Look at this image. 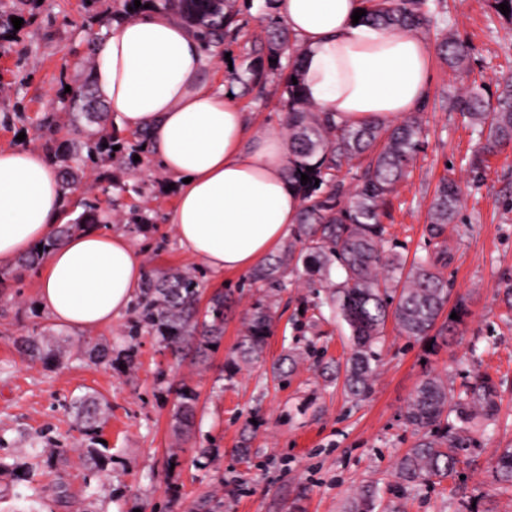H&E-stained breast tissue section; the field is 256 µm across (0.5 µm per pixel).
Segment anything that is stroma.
<instances>
[{
	"mask_svg": "<svg viewBox=\"0 0 512 512\" xmlns=\"http://www.w3.org/2000/svg\"><path fill=\"white\" fill-rule=\"evenodd\" d=\"M443 3L445 27L469 45L470 59L464 70L451 71L435 32L421 30L431 55L421 108L424 149L383 222L404 261L446 250L449 298L466 297L469 315L456 336L440 343L399 335L387 322L372 392L355 401L308 359L288 380L272 376L299 333L328 359L344 361L351 350L340 319L296 331L293 317L309 295L304 282L282 294L260 358L236 363L242 321L257 297L249 275L215 274L181 250L166 221L176 193L150 159L132 163L117 154L101 169L80 163V135L93 125L72 112L65 89L89 79L93 48L125 14L124 0H98L91 9L83 0H0V149H44L37 122L56 117L60 151L46 158L56 169L70 165L80 178L63 200L64 223L81 222L86 201L102 198L96 177L106 172L112 201L101 204L100 225L124 231L147 269L192 270L205 293L221 290L232 298L220 345L193 362L170 356L151 333L127 338L128 311L102 328L57 325L37 308V268L1 271L8 291L0 293V512H74L80 504L89 512H189L210 495L223 499L224 512H342L365 482L393 483L397 459L416 439L404 412L426 374L458 389L485 371L504 380L497 427L481 436L459 478L408 490L402 502L405 512H461L465 503L479 512H512V492H503L494 476L497 449L512 445V323L498 294L512 281V144L490 156L482 177L473 179L468 159L477 137L468 118L441 103L443 91L474 85L496 98L502 77L512 74V22L488 0ZM234 8L238 29L225 35L221 52L207 55L206 75L215 86L235 88L247 79L254 43L276 22L268 0H234ZM16 17L23 21L18 29ZM282 91L272 74L263 93L238 95L253 131L282 130ZM448 176L463 195L438 246L427 231L430 205ZM47 333L71 345L59 362L29 360L15 346ZM88 342L109 344L111 362H92ZM184 384L198 395L196 423L190 436L179 438L173 415ZM87 394L108 406L93 459L73 408Z\"/></svg>",
	"mask_w": 512,
	"mask_h": 512,
	"instance_id": "35a3bbf8",
	"label": "stroma"
}]
</instances>
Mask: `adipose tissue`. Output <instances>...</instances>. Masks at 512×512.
I'll return each mask as SVG.
<instances>
[{
    "instance_id": "ef3b65f1",
    "label": "adipose tissue",
    "mask_w": 512,
    "mask_h": 512,
    "mask_svg": "<svg viewBox=\"0 0 512 512\" xmlns=\"http://www.w3.org/2000/svg\"><path fill=\"white\" fill-rule=\"evenodd\" d=\"M360 0H271L301 48L305 97L341 124L420 107L429 51L418 35L353 23ZM198 32L144 9L98 46L91 79L117 128L146 131L149 157L176 184L168 217L180 247L217 273H246L286 238L301 202L285 177L280 134L251 135L225 87L204 78ZM62 216L58 173L37 149L0 150V267L49 243ZM146 273L121 231L90 229L50 246L38 274L43 312L75 329L111 324Z\"/></svg>"
}]
</instances>
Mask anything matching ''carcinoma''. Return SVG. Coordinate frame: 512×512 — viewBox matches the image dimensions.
Wrapping results in <instances>:
<instances>
[{
	"mask_svg": "<svg viewBox=\"0 0 512 512\" xmlns=\"http://www.w3.org/2000/svg\"><path fill=\"white\" fill-rule=\"evenodd\" d=\"M141 5L166 10L176 7L179 16L196 28L206 48L217 52L224 34L235 25V13L223 0H140ZM365 22L383 29L413 32L435 26L439 32L437 8L429 0H361ZM267 57L281 59L288 55V67L271 63L284 82L282 111L288 128V183L304 201L293 225L291 240L282 254L271 256L255 270L252 282L258 285L259 297L245 317L240 337V358L244 361L258 355L272 334L276 298L288 291L294 277L303 274L313 299L304 302L301 317L312 312L311 325L323 318L326 306L346 324L352 341V352L345 364L334 368L314 367L327 372V378L342 382L350 396L363 399L372 389L377 366L375 351L388 318H394L401 334L411 337L429 335L448 303V281L435 258H417L405 268L401 258L392 253L385 227L381 222L384 207L398 184L409 173L417 154L423 148V128L417 118H408L390 126L382 121H368L357 126L340 125L326 112H313L302 94L300 67L301 47L286 28L271 31ZM440 50L448 68L459 71L466 66L467 46L448 36L440 41ZM298 83H293V80ZM448 106L469 118L478 133V144L470 162L479 172L487 157L498 148L512 143V79L504 82L491 105L474 90L453 92L444 96ZM73 107L89 111L95 97L88 82L71 88ZM118 144L112 131L100 128L87 136L86 158L94 164L112 160L113 146ZM366 155L368 164L360 183L348 194L340 174L344 166ZM311 178L301 184V175ZM462 190L458 182L446 178L438 186L431 206L428 233L432 239L444 236L448 225L455 223ZM89 211L82 224H64L58 236L34 249L23 260L34 263L41 253L72 233L97 225V203H88ZM337 264L344 279L335 283L330 269ZM202 285L197 276L180 269L150 270L142 281L133 306L130 332L144 329L158 338L164 349L180 354L194 349L199 356L218 345L224 335V312L228 299L222 291L211 294L201 306ZM458 319L446 318L439 332H452L469 315L466 300L451 308ZM288 369L279 362L272 374L282 377L293 373L303 353L295 348L285 357ZM501 381L488 373H479L459 392L438 376L427 375L410 396L404 419L416 432L417 439L395 464V483L386 503L378 501L377 488L365 484L350 499L346 512H402L399 492L419 486L433 487L458 473L461 463L480 447L478 432L496 420ZM197 394L188 386L179 392L174 414V428L187 435L194 423ZM83 432L97 434L102 415L100 403L88 397L78 406ZM495 477L503 489H512V446L497 452Z\"/></svg>",
	"mask_w": 512,
	"mask_h": 512,
	"instance_id": "obj_1",
	"label": "carcinoma"
}]
</instances>
